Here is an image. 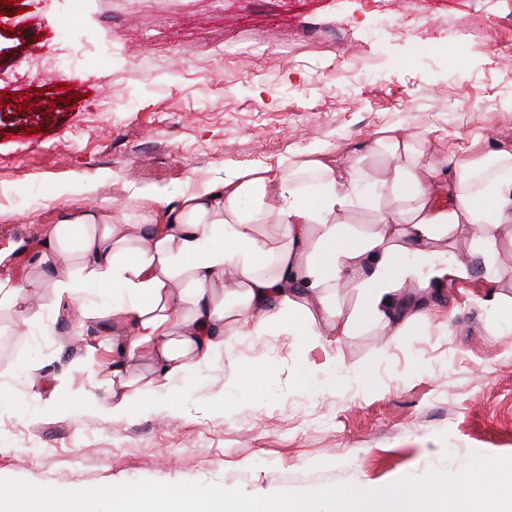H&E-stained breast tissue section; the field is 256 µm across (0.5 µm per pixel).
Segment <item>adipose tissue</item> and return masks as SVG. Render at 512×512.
I'll return each instance as SVG.
<instances>
[{"label": "adipose tissue", "instance_id": "adipose-tissue-1", "mask_svg": "<svg viewBox=\"0 0 512 512\" xmlns=\"http://www.w3.org/2000/svg\"><path fill=\"white\" fill-rule=\"evenodd\" d=\"M151 204L159 223H132L130 211H70L48 229L34 269L0 281V305L18 321L41 318L42 296L69 301L76 327L112 322L113 419L129 416L145 393L159 410L179 404L172 381L207 366L226 337L281 328L310 343L343 338L363 325L417 320L423 298L445 284H469L470 263H444L462 234L499 282L498 244L512 239V148L473 141L451 161L427 153L425 140L386 131L352 151L344 165L324 155L277 171L251 169L171 203ZM367 211L371 227L355 231ZM276 225L277 245L260 234ZM112 292L93 310L79 301L78 281ZM357 290L350 313L336 291Z\"/></svg>", "mask_w": 512, "mask_h": 512}]
</instances>
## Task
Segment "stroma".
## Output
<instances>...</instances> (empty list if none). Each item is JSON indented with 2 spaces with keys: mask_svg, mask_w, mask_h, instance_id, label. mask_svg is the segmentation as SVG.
<instances>
[{
  "mask_svg": "<svg viewBox=\"0 0 512 512\" xmlns=\"http://www.w3.org/2000/svg\"><path fill=\"white\" fill-rule=\"evenodd\" d=\"M66 23L98 48L68 70V90L30 67L57 53ZM6 26L0 280L36 261L64 201L96 212L174 202L230 169L317 151L343 161L384 129L424 137L440 158L477 135L512 144V0H15L0 5ZM487 296L445 288L431 326L400 334L305 346L273 328L231 342L174 382L172 419L149 395L113 419L104 326L78 332L51 308L24 326L1 309L0 478L374 491L475 453L512 457V328ZM332 363L352 377L332 383ZM258 364L272 376L237 382Z\"/></svg>",
  "mask_w": 512,
  "mask_h": 512,
  "instance_id": "stroma-1",
  "label": "stroma"
}]
</instances>
